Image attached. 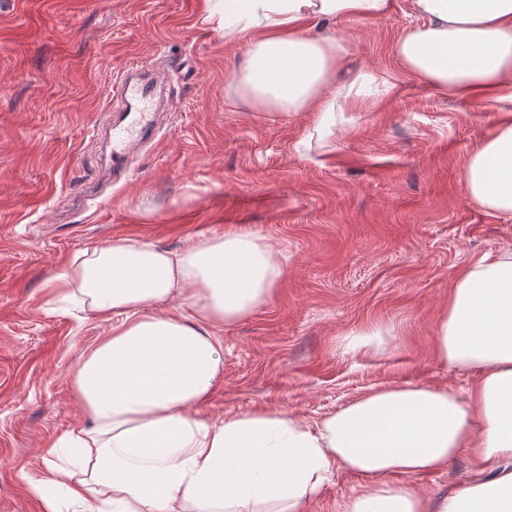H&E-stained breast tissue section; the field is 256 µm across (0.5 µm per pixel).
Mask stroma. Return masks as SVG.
Listing matches in <instances>:
<instances>
[{
  "label": "stroma",
  "instance_id": "obj_1",
  "mask_svg": "<svg viewBox=\"0 0 512 512\" xmlns=\"http://www.w3.org/2000/svg\"><path fill=\"white\" fill-rule=\"evenodd\" d=\"M204 0H0V512H45V448L82 420L69 377L112 321L60 310L54 279L118 240L179 251L249 230L281 264L270 300L221 329L224 379L204 410L265 407L308 421L398 384L465 391L433 349L451 277L512 243V220L468 198L472 147L512 103L448 98L393 46L413 17L329 23L361 73L392 88L337 113L275 114L235 92L245 43L203 24ZM168 71L154 140L110 180L95 120L129 68ZM376 332L351 351L352 335ZM476 468L467 452L410 479L438 499Z\"/></svg>",
  "mask_w": 512,
  "mask_h": 512
}]
</instances>
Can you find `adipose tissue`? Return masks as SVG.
<instances>
[{
    "mask_svg": "<svg viewBox=\"0 0 512 512\" xmlns=\"http://www.w3.org/2000/svg\"><path fill=\"white\" fill-rule=\"evenodd\" d=\"M205 3L204 22L247 43L237 84L263 107L312 113L327 133L352 96L388 84L367 73L356 92L333 90L346 45L306 23L380 20L394 0ZM408 5L417 22L393 47L407 73L448 97L512 101V0ZM463 182L470 199L512 219V123L475 144ZM280 274L260 238L233 232L179 252L117 241L59 275L57 297L119 323L72 374L83 420L45 452L34 490L46 512H307L340 469L364 484L337 512H512V245L456 272L437 317L435 356L473 375L465 396L402 384L313 423L261 407L203 416L224 375L216 328L264 304ZM178 300L179 315L164 314ZM463 451L478 465L439 501L392 480L444 469Z\"/></svg>",
    "mask_w": 512,
    "mask_h": 512,
    "instance_id": "obj_1",
    "label": "adipose tissue"
}]
</instances>
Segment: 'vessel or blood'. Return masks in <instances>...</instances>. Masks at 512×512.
<instances>
[{"instance_id": "1", "label": "vessel or blood", "mask_w": 512, "mask_h": 512, "mask_svg": "<svg viewBox=\"0 0 512 512\" xmlns=\"http://www.w3.org/2000/svg\"><path fill=\"white\" fill-rule=\"evenodd\" d=\"M163 80V72L156 71L135 82L121 79L114 87L113 93L122 103L123 117L116 123L108 118L102 122L103 129L112 141L111 169H120L127 155L153 137L154 119L150 109Z\"/></svg>"}]
</instances>
